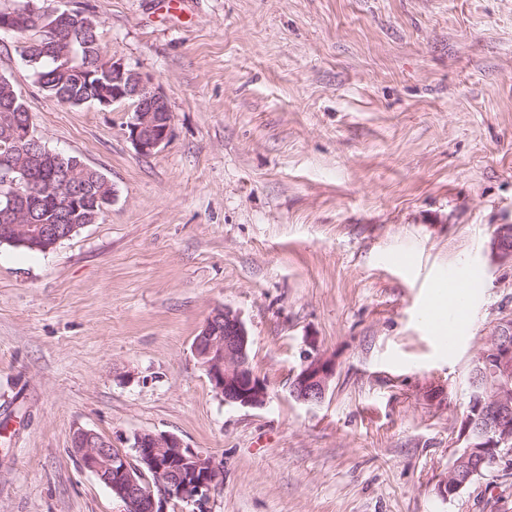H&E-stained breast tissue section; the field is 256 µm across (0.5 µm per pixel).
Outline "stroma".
<instances>
[{
  "label": "stroma",
  "instance_id": "stroma-1",
  "mask_svg": "<svg viewBox=\"0 0 512 512\" xmlns=\"http://www.w3.org/2000/svg\"><path fill=\"white\" fill-rule=\"evenodd\" d=\"M36 3L89 7L172 135L138 154L128 103L59 104L0 32L36 137L113 190L49 252L0 244V512H123L77 426L221 460L210 512H512V469L438 491L472 359L512 312V259H490L512 224V0ZM448 279L472 319L443 347L421 314ZM218 306L264 406L225 404L193 353ZM311 337L336 363L314 405L290 393Z\"/></svg>",
  "mask_w": 512,
  "mask_h": 512
}]
</instances>
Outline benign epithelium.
Returning a JSON list of instances; mask_svg holds the SVG:
<instances>
[{
	"label": "benign epithelium",
	"instance_id": "obj_1",
	"mask_svg": "<svg viewBox=\"0 0 512 512\" xmlns=\"http://www.w3.org/2000/svg\"><path fill=\"white\" fill-rule=\"evenodd\" d=\"M74 17L77 26L87 27L96 16L74 11L45 10L33 0L0 10V29L24 32L29 19L40 16L56 27L54 17ZM97 73L112 77V93L99 98V106L108 108L120 101H131L132 120L129 138L136 151L148 156L166 144L171 135V116L166 99L157 88L120 60L95 54ZM0 139L25 145L21 158L0 161V243L30 246L47 252L72 237L81 224H43L38 205L33 202L32 187L37 169L51 151L33 134L31 116L15 114L3 127ZM103 189L87 188L68 171L54 183L55 193L66 198L63 210L67 219L92 207L105 209L113 196L105 193L106 178L99 179ZM492 254L498 259L512 257V225L500 226L492 239ZM250 339L240 316L227 307H217L207 317L193 343L194 355L215 392L226 404L258 407L266 404L267 384L253 370L249 359ZM335 374L331 358L319 349L316 338L307 340L302 367L291 385V395L299 402L317 404L325 396ZM512 376V314L496 322L487 348L472 360L470 388L476 416L462 421L455 459L448 471L441 495L448 499L460 493L470 477L485 466L512 467V391L499 384ZM71 448L82 467L103 481L113 497L124 505V512H167L172 502L192 507V512H209L208 504L219 489L222 465L187 446L174 434L141 432L134 436L131 452H118L86 427L71 433Z\"/></svg>",
	"mask_w": 512,
	"mask_h": 512
}]
</instances>
